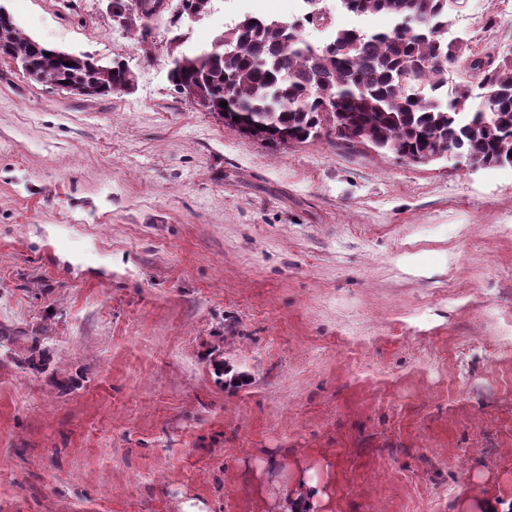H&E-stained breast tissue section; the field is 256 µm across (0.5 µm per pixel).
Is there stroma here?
Segmentation results:
<instances>
[{
	"label": "stroma",
	"mask_w": 512,
	"mask_h": 512,
	"mask_svg": "<svg viewBox=\"0 0 512 512\" xmlns=\"http://www.w3.org/2000/svg\"><path fill=\"white\" fill-rule=\"evenodd\" d=\"M0 8L136 76L89 98L0 60V512H260L272 457L325 465L333 512L512 497V166L273 145L170 82L304 0H169L145 37L109 0ZM447 38L454 90L512 58V0H455Z\"/></svg>",
	"instance_id": "1"
}]
</instances>
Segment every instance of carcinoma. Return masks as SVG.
Wrapping results in <instances>:
<instances>
[{
  "label": "carcinoma",
  "instance_id": "cac0c4a2",
  "mask_svg": "<svg viewBox=\"0 0 512 512\" xmlns=\"http://www.w3.org/2000/svg\"><path fill=\"white\" fill-rule=\"evenodd\" d=\"M303 2L310 10L293 22L245 14L217 36L209 56L176 55L170 69L176 90L193 92L227 124L270 143L324 134L414 163L451 149L470 165L512 164V60L472 58L477 89L444 93L448 67L461 52L444 37L448 4L456 0H341L350 13L383 12L394 25L336 29L318 46L302 29H329L332 19L319 0ZM0 47L35 82L82 85L88 97L135 83V74L117 62L64 65L66 59L24 35L10 17L0 18Z\"/></svg>",
  "mask_w": 512,
  "mask_h": 512
}]
</instances>
